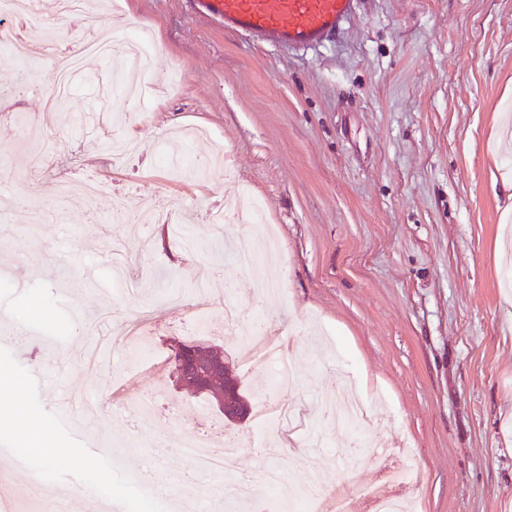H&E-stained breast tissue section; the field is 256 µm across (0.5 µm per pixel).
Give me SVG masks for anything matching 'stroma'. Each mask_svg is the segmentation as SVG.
I'll use <instances>...</instances> for the list:
<instances>
[{
  "mask_svg": "<svg viewBox=\"0 0 512 512\" xmlns=\"http://www.w3.org/2000/svg\"><path fill=\"white\" fill-rule=\"evenodd\" d=\"M91 17V34L148 31L151 69L135 79H156L150 97L114 90L111 65L88 56L47 115L64 48L24 87L0 57V183L14 189L0 200V320L28 336L0 334V370L25 378L27 412L67 452L46 467L0 446V480L62 512H209L225 478L174 446L205 421L239 445L230 475L267 469L253 421L225 422L173 374L192 341L239 360L224 294L245 280L240 312L301 356L284 397L321 440L286 446L285 480L319 467L352 494L372 486L377 460L345 455L353 425L317 411L342 369L387 465L421 470L402 489L412 512H512V213L496 191L512 178V0H359L326 44L292 51L225 31L188 0H96ZM47 123L67 134L46 175L76 197L81 174L109 186L89 208L24 198ZM220 149L223 168L200 177ZM237 198L261 203L266 222L199 221L191 245L172 235L169 219ZM239 245L256 265L226 259ZM149 393L157 408L132 431L127 413ZM60 419L111 446H74Z\"/></svg>",
  "mask_w": 512,
  "mask_h": 512,
  "instance_id": "35a3bbf8",
  "label": "stroma"
}]
</instances>
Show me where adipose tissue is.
<instances>
[{
  "label": "adipose tissue",
  "mask_w": 512,
  "mask_h": 512,
  "mask_svg": "<svg viewBox=\"0 0 512 512\" xmlns=\"http://www.w3.org/2000/svg\"><path fill=\"white\" fill-rule=\"evenodd\" d=\"M22 383L9 373L0 374V429L12 434L24 449L46 464L65 458L64 449L52 447L46 426L29 415L21 400Z\"/></svg>",
  "instance_id": "adipose-tissue-1"
}]
</instances>
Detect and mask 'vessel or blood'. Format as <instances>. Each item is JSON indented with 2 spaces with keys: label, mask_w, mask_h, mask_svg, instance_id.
Returning <instances> with one entry per match:
<instances>
[{
  "label": "vessel or blood",
  "mask_w": 512,
  "mask_h": 512,
  "mask_svg": "<svg viewBox=\"0 0 512 512\" xmlns=\"http://www.w3.org/2000/svg\"><path fill=\"white\" fill-rule=\"evenodd\" d=\"M191 7L222 22L225 30L305 49L335 36L355 15L357 0H192Z\"/></svg>",
  "instance_id": "obj_1"
}]
</instances>
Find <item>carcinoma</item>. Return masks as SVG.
I'll return each instance as SVG.
<instances>
[{"mask_svg": "<svg viewBox=\"0 0 512 512\" xmlns=\"http://www.w3.org/2000/svg\"><path fill=\"white\" fill-rule=\"evenodd\" d=\"M182 351L186 359L175 363V371L182 374L181 380L188 390L211 401L222 396L228 398V403L224 404V418L227 421L242 416L248 402L240 391V381L230 365H224V371L212 378H201L191 370L195 363L203 366L212 361H220L224 358V349L219 345L197 342L184 345Z\"/></svg>", "mask_w": 512, "mask_h": 512, "instance_id": "cac0c4a2", "label": "carcinoma"}]
</instances>
